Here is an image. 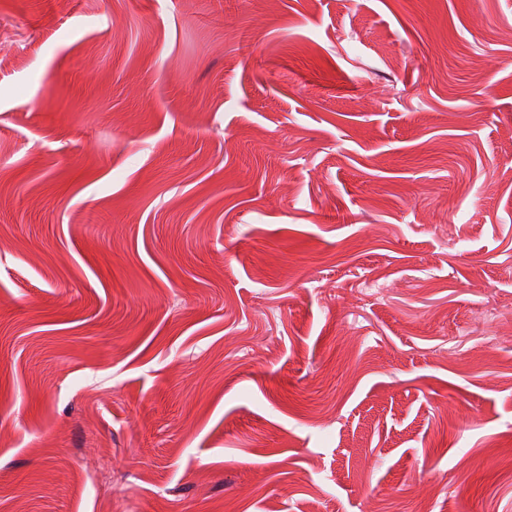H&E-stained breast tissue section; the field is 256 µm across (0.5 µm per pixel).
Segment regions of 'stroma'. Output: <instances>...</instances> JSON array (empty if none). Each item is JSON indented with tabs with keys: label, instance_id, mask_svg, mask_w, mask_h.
<instances>
[{
	"label": "stroma",
	"instance_id": "stroma-1",
	"mask_svg": "<svg viewBox=\"0 0 512 512\" xmlns=\"http://www.w3.org/2000/svg\"><path fill=\"white\" fill-rule=\"evenodd\" d=\"M0 512H512V0H0Z\"/></svg>",
	"mask_w": 512,
	"mask_h": 512
}]
</instances>
